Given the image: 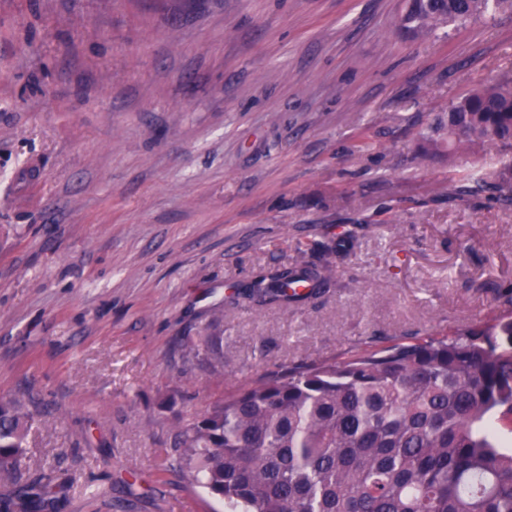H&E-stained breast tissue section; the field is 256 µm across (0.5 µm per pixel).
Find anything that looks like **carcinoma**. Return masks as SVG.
Listing matches in <instances>:
<instances>
[{"mask_svg": "<svg viewBox=\"0 0 512 512\" xmlns=\"http://www.w3.org/2000/svg\"><path fill=\"white\" fill-rule=\"evenodd\" d=\"M512 0H410L413 35L465 24ZM448 153L490 145L498 168L448 187L512 204V76L448 106ZM345 232L318 263L278 268L248 298L302 302L336 279ZM483 322L372 345L341 361L265 372L186 420L159 470L224 512H512V292ZM25 404L0 400V512H60L68 480L24 475Z\"/></svg>", "mask_w": 512, "mask_h": 512, "instance_id": "obj_1", "label": "carcinoma"}]
</instances>
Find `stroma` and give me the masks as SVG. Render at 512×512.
<instances>
[{
    "mask_svg": "<svg viewBox=\"0 0 512 512\" xmlns=\"http://www.w3.org/2000/svg\"><path fill=\"white\" fill-rule=\"evenodd\" d=\"M402 0H0V398L62 512H224L159 472L183 420L267 370L496 312L499 165L428 128L512 73V15L425 37ZM354 239L300 303L244 299ZM223 339L224 364L195 358Z\"/></svg>",
    "mask_w": 512,
    "mask_h": 512,
    "instance_id": "obj_1",
    "label": "stroma"
}]
</instances>
